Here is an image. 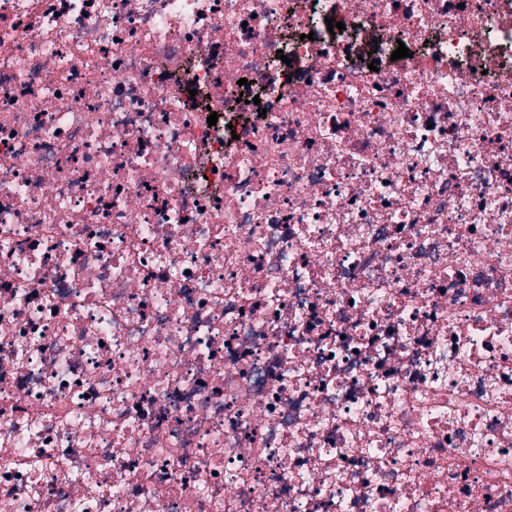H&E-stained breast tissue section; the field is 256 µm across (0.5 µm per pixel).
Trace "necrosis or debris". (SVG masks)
Masks as SVG:
<instances>
[{
    "label": "necrosis or debris",
    "instance_id": "1",
    "mask_svg": "<svg viewBox=\"0 0 512 512\" xmlns=\"http://www.w3.org/2000/svg\"><path fill=\"white\" fill-rule=\"evenodd\" d=\"M0 512H512V0H0Z\"/></svg>",
    "mask_w": 512,
    "mask_h": 512
}]
</instances>
